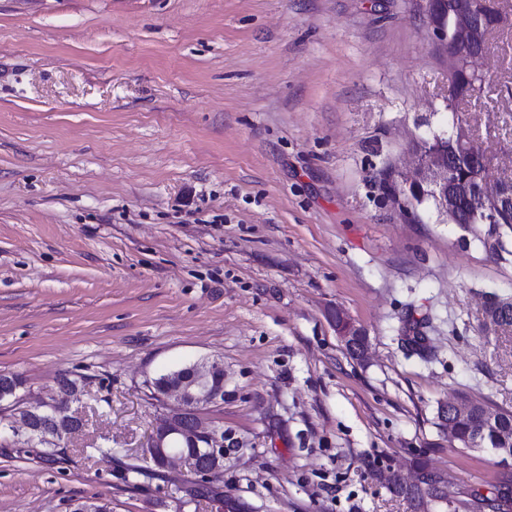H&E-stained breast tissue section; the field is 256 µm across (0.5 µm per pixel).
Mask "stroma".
<instances>
[{
	"mask_svg": "<svg viewBox=\"0 0 512 512\" xmlns=\"http://www.w3.org/2000/svg\"><path fill=\"white\" fill-rule=\"evenodd\" d=\"M482 68L512 87V29ZM447 94L413 0H0V372L27 404L82 387L54 462L0 438V512H179L183 474H119L159 417L145 380L205 359L248 512H413L384 475L419 459L493 496L497 456L436 421L463 396L512 411V332L483 308L512 262L380 175ZM459 110L488 178L512 173V97ZM336 332L344 345L355 353V356H364L367 349L366 331L341 311L336 313Z\"/></svg>",
	"mask_w": 512,
	"mask_h": 512,
	"instance_id": "35a3bbf8",
	"label": "stroma"
}]
</instances>
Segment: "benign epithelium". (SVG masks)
Segmentation results:
<instances>
[{
    "label": "benign epithelium",
    "instance_id": "1",
    "mask_svg": "<svg viewBox=\"0 0 512 512\" xmlns=\"http://www.w3.org/2000/svg\"><path fill=\"white\" fill-rule=\"evenodd\" d=\"M422 14L433 34L446 36L439 16L441 0H418ZM471 0H453L454 39L465 46L462 54L448 55V67L462 68L473 76H480L476 62L486 56L492 36L512 21V16L500 12L495 20L481 23L470 7ZM451 139L473 162L483 161V151L473 129L463 123L454 125ZM455 157L443 152L415 159L401 169L399 179L404 188H419L428 184L436 190L440 202V217L455 220L459 211H475L483 193L491 189L501 191V184L511 183L508 177L493 182L481 173L480 181H472L460 188L448 187V168ZM336 332L344 345L355 356H362L367 349V333L345 313H336ZM62 397L53 399L56 410V431L71 435L77 425L70 420L69 403L79 400L78 391L60 388ZM164 404L161 419L153 427L142 449L140 459L157 469H178L186 472L191 480L187 490L211 486L221 482L224 476L225 455L237 446L235 438L216 422L206 419L203 410L224 401V364L217 360L192 362L179 366L164 378L156 392Z\"/></svg>",
    "mask_w": 512,
    "mask_h": 512
}]
</instances>
